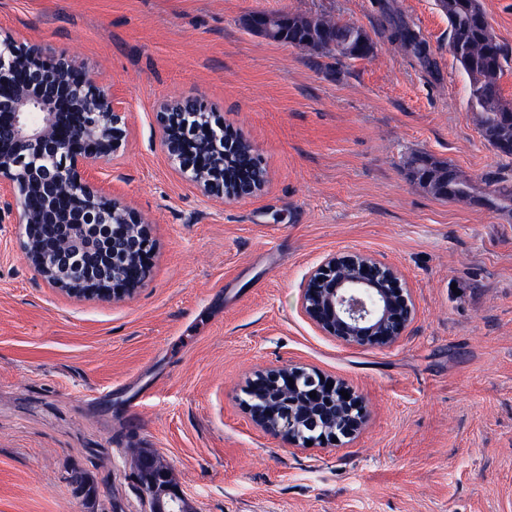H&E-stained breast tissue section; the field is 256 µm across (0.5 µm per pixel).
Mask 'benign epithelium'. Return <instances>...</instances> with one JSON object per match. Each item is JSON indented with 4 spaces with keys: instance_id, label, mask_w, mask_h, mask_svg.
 I'll list each match as a JSON object with an SVG mask.
<instances>
[{
    "instance_id": "1",
    "label": "benign epithelium",
    "mask_w": 512,
    "mask_h": 512,
    "mask_svg": "<svg viewBox=\"0 0 512 512\" xmlns=\"http://www.w3.org/2000/svg\"><path fill=\"white\" fill-rule=\"evenodd\" d=\"M207 117L198 99L164 104L156 113L169 160L208 195L244 199L264 180L224 184V153L215 129L198 133L200 160L182 152V117ZM126 111L101 86L94 72L66 55H51L0 32V209L13 210L24 225V250L34 269L55 287L74 296L122 298L147 275L152 242L142 221L128 207L85 177L107 160L127 137ZM87 224H105L112 235V266L107 276L84 290L72 287L51 262L45 243L65 239L73 255L92 248ZM302 308L323 333L357 346L387 347L404 335L414 302L399 271L360 252H344L314 267L302 288ZM316 392V397L309 393ZM348 393L344 398L342 393ZM247 411L264 431L289 445L351 437L365 420L361 396L344 380L296 365L267 370L247 390ZM147 512H164L171 500L188 502L175 484H142Z\"/></svg>"
}]
</instances>
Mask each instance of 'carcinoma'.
Listing matches in <instances>:
<instances>
[{
	"mask_svg": "<svg viewBox=\"0 0 512 512\" xmlns=\"http://www.w3.org/2000/svg\"><path fill=\"white\" fill-rule=\"evenodd\" d=\"M476 0H450L447 11L449 43L452 53L468 78V104L476 112L478 124L486 142L505 157H512V105L503 100L500 79L507 62L503 46L492 35L485 15H477ZM259 21L271 26L266 38L287 43L296 48L335 50L346 58H366L368 34L360 27L340 23L323 15L303 13H260ZM391 38L410 50L423 64H431L427 43L418 32L403 21L391 25ZM250 145L236 139L230 157L224 159V179L231 182L248 172L251 161ZM411 178L427 179L429 193L448 200L468 202L478 200L496 211L512 210V183L493 176L479 187L452 164L438 161L430 155L413 157ZM162 464L149 450L142 451L134 462V476L147 474L160 480Z\"/></svg>",
	"mask_w": 512,
	"mask_h": 512,
	"instance_id": "carcinoma-1",
	"label": "carcinoma"
}]
</instances>
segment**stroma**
Returning a JSON list of instances; mask_svg holds the SVG:
<instances>
[{"label":"stroma","mask_w":512,"mask_h":512,"mask_svg":"<svg viewBox=\"0 0 512 512\" xmlns=\"http://www.w3.org/2000/svg\"><path fill=\"white\" fill-rule=\"evenodd\" d=\"M258 12L331 16L374 51L271 41L245 23ZM396 19L432 67L391 40ZM0 29L110 85L129 135L89 176L153 242L131 297H74L0 214V512H143L144 448L194 512H512V213L409 176L425 153L512 179V158L481 135L435 0H0ZM186 98L252 146L256 195H206L171 164L156 114ZM345 250L412 292L391 347L341 343L302 309L309 272ZM289 363L363 397L354 437L292 448L251 421L249 382ZM76 470L96 498L69 483Z\"/></svg>","instance_id":"1"}]
</instances>
